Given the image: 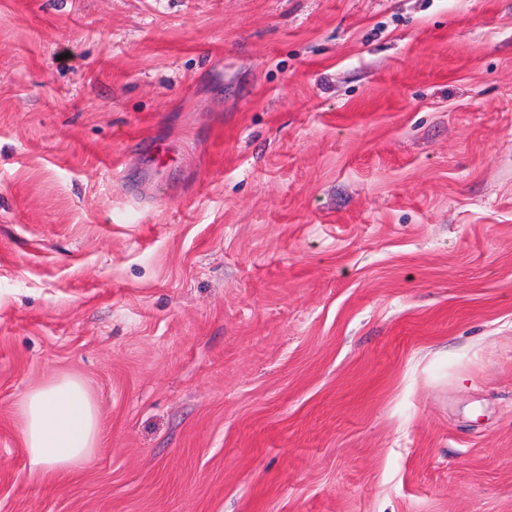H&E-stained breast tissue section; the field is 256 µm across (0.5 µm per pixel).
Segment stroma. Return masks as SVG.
I'll return each instance as SVG.
<instances>
[{
  "label": "stroma",
  "instance_id": "stroma-1",
  "mask_svg": "<svg viewBox=\"0 0 512 512\" xmlns=\"http://www.w3.org/2000/svg\"><path fill=\"white\" fill-rule=\"evenodd\" d=\"M0 512H512V0H0ZM20 413L23 443L33 470L71 471L99 445L100 411L75 378H60L28 392Z\"/></svg>",
  "mask_w": 512,
  "mask_h": 512
}]
</instances>
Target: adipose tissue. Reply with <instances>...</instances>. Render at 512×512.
I'll return each mask as SVG.
<instances>
[{
    "label": "adipose tissue",
    "instance_id": "ef3b65f1",
    "mask_svg": "<svg viewBox=\"0 0 512 512\" xmlns=\"http://www.w3.org/2000/svg\"><path fill=\"white\" fill-rule=\"evenodd\" d=\"M20 413L31 469L73 470L99 445L100 411L77 379L60 378L28 392Z\"/></svg>",
    "mask_w": 512,
    "mask_h": 512
}]
</instances>
